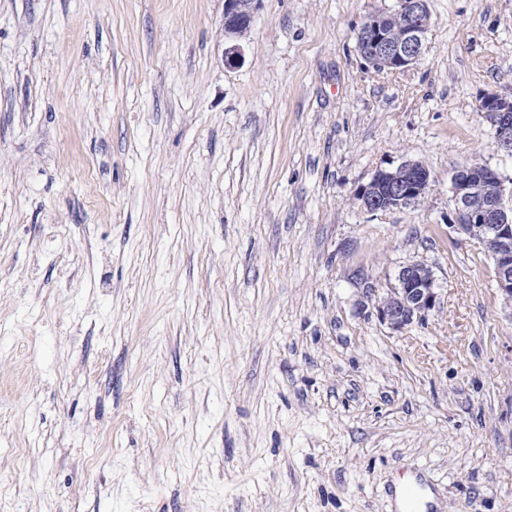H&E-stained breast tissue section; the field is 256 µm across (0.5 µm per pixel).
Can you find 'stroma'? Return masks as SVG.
I'll return each mask as SVG.
<instances>
[{
  "label": "stroma",
  "instance_id": "1",
  "mask_svg": "<svg viewBox=\"0 0 512 512\" xmlns=\"http://www.w3.org/2000/svg\"><path fill=\"white\" fill-rule=\"evenodd\" d=\"M0 0V512H512V308L450 226L454 172L512 188L478 100L512 91V0ZM422 163L418 204L363 209ZM430 266L439 301L376 305ZM258 0L224 1V40L226 62L230 65L243 57L242 40L250 30ZM397 5V11L406 19L403 35L399 39L403 31V18L396 11L389 12L388 36L385 33L387 18L382 14L370 16L363 27L365 42L374 47L375 56L383 59L391 70L408 68L419 60L430 23L427 0H399ZM365 42L357 35V43L369 55L362 53L358 47L368 59L373 51ZM429 171L418 162L378 170L369 183L357 190L358 200L369 212H387L423 199L429 187ZM396 284L378 301L380 319L399 331L414 322H422L439 300L432 269L423 262L403 265L396 273ZM401 507L399 512H435L431 502L425 501L422 484L416 478L400 485Z\"/></svg>",
  "mask_w": 512,
  "mask_h": 512
}]
</instances>
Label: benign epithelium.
Returning <instances> with one entry per match:
<instances>
[{
  "label": "benign epithelium",
  "mask_w": 512,
  "mask_h": 512,
  "mask_svg": "<svg viewBox=\"0 0 512 512\" xmlns=\"http://www.w3.org/2000/svg\"><path fill=\"white\" fill-rule=\"evenodd\" d=\"M258 0H224L225 57L230 65L243 57L242 40L250 30ZM398 12L405 17L403 35L390 39L385 33L386 17L370 16L363 27V38L374 47L375 56L388 67L399 70L415 64L422 55L429 28L427 0H397ZM482 110L494 127L497 147L512 152V97L490 93L482 97ZM482 164L459 168L451 180L455 202L452 227L481 243L496 242L492 254L495 288L506 303L512 304V192L499 175L483 174ZM429 171L418 162H406L393 169L377 171L369 183L357 190L364 209L387 212L410 206L427 193ZM484 199L480 208L471 206ZM396 284L378 301L380 319L399 331L414 322H422L439 300L432 269L423 262L403 265L396 273Z\"/></svg>",
  "instance_id": "7a95c632"
}]
</instances>
